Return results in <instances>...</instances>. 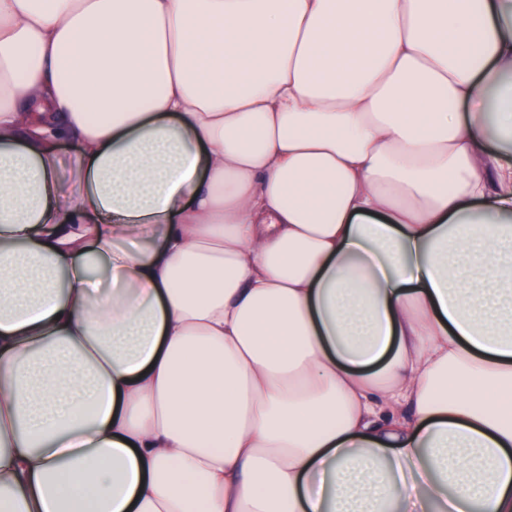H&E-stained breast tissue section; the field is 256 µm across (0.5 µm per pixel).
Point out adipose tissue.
Listing matches in <instances>:
<instances>
[{
  "mask_svg": "<svg viewBox=\"0 0 512 512\" xmlns=\"http://www.w3.org/2000/svg\"><path fill=\"white\" fill-rule=\"evenodd\" d=\"M0 512H512V0H0Z\"/></svg>",
  "mask_w": 512,
  "mask_h": 512,
  "instance_id": "ef3b65f1",
  "label": "adipose tissue"
}]
</instances>
